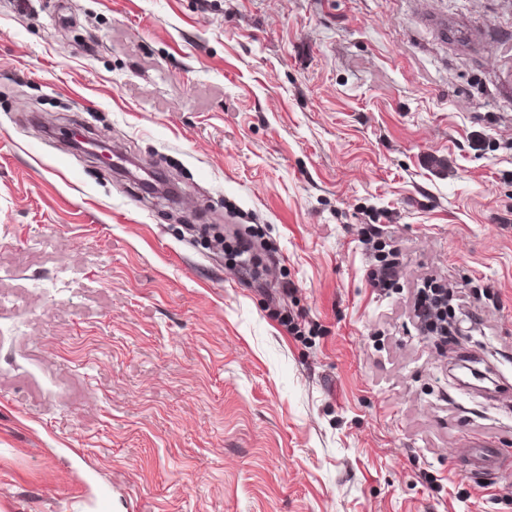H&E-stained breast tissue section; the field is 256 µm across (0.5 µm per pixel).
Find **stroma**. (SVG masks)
I'll list each match as a JSON object with an SVG mask.
<instances>
[{"mask_svg": "<svg viewBox=\"0 0 512 512\" xmlns=\"http://www.w3.org/2000/svg\"><path fill=\"white\" fill-rule=\"evenodd\" d=\"M1 294L0 512H512V0H0ZM448 289L434 278H425L414 299L419 331L435 342L448 344ZM477 451H470L464 448L457 455L460 466L465 468L466 475L475 479V482H484L500 468L501 461L494 448L488 440L477 444Z\"/></svg>", "mask_w": 512, "mask_h": 512, "instance_id": "1", "label": "stroma"}]
</instances>
